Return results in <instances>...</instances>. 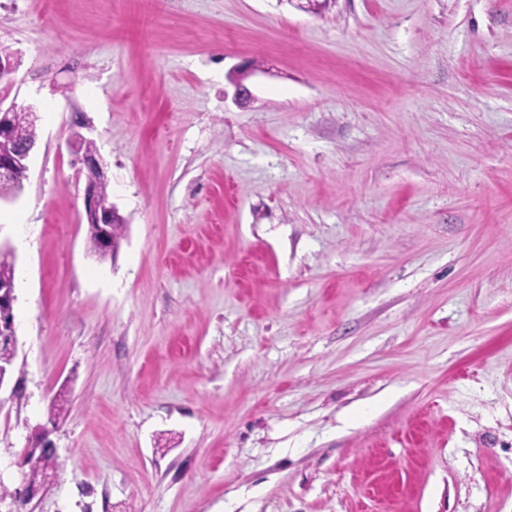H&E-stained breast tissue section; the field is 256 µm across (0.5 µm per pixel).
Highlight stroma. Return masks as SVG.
Wrapping results in <instances>:
<instances>
[{
    "label": "stroma",
    "instance_id": "obj_1",
    "mask_svg": "<svg viewBox=\"0 0 512 512\" xmlns=\"http://www.w3.org/2000/svg\"><path fill=\"white\" fill-rule=\"evenodd\" d=\"M0 52V512L46 440L24 512H512V0H0ZM18 111L15 104L2 108L0 102V183H13L18 174L27 179L28 159L35 146L36 131L29 112ZM18 129L25 138L32 139L21 144L20 148L14 146L18 139V132L14 129L11 115ZM75 154L77 156V160L87 167V172H93L95 174L93 180L86 179V187L84 190L86 224L95 225L102 251L109 252L112 248L113 253V251H115V243L113 241L112 228L113 224H116L118 211L111 201L109 203L102 201L109 200L107 185L101 186L100 196L102 200L99 197V186L107 183L105 173L100 167L98 160L96 159L94 161L92 155L80 157L79 153ZM43 456V457H41ZM29 477L28 481L32 485L37 484L42 488L44 485L50 484L51 474H56L62 467L57 454L45 453L36 454V448L28 455Z\"/></svg>",
    "mask_w": 512,
    "mask_h": 512
}]
</instances>
